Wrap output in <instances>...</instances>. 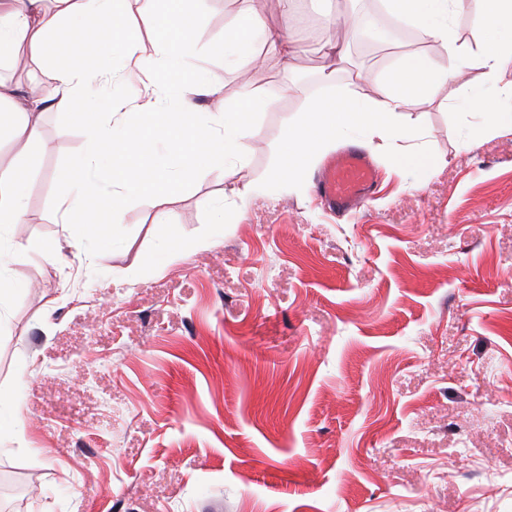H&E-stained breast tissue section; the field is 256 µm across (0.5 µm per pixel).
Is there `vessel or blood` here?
<instances>
[{"instance_id":"b4317fda","label":"vessel or blood","mask_w":512,"mask_h":512,"mask_svg":"<svg viewBox=\"0 0 512 512\" xmlns=\"http://www.w3.org/2000/svg\"><path fill=\"white\" fill-rule=\"evenodd\" d=\"M377 185L376 171L364 152L349 148L327 162L318 190L330 207L349 212L369 199Z\"/></svg>"}]
</instances>
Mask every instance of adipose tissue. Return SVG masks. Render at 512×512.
I'll return each instance as SVG.
<instances>
[{
  "mask_svg": "<svg viewBox=\"0 0 512 512\" xmlns=\"http://www.w3.org/2000/svg\"><path fill=\"white\" fill-rule=\"evenodd\" d=\"M279 24L257 12L244 11L223 41L212 50L225 65L256 59L267 45L291 57L287 36L293 26L291 0H281ZM390 12L440 44L447 58L431 61L420 54L399 55L394 67L376 77L359 70L356 81L378 82L380 98L340 94L315 97L304 118L288 127L275 179H300L337 142L380 145L393 167L428 171L437 162L418 148V131L401 120L415 98L432 97L465 68L480 65L491 83L512 95V0H387ZM469 13L482 39L478 49L460 42L453 29L459 13ZM150 22L137 30L138 17ZM67 36L75 48L95 45L92 67L60 64L47 47ZM198 29L188 0H0V67L29 59L48 70L50 94L0 79V144L18 145L15 161L0 170V228L23 223L30 156L40 138L39 119L46 109L66 114L85 129L83 151L73 155L57 176L60 192L53 203L62 220L85 211L87 199L105 201L113 223H121L133 200L154 199L158 223L168 217L166 203L181 187L215 170L246 160L256 135L255 115L275 110L288 89L264 90L243 83L237 104L210 112L197 97L218 94L219 86L195 63ZM140 71L148 91L135 104L104 100L112 82ZM480 111L482 123L470 140L490 133L512 132V111L472 92L463 102Z\"/></svg>",
  "mask_w": 512,
  "mask_h": 512,
  "instance_id": "adipose-tissue-1",
  "label": "adipose tissue"
}]
</instances>
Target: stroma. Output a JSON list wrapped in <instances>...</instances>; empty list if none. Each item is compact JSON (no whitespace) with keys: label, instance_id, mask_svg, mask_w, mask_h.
I'll list each match as a JSON object with an SVG mask.
<instances>
[{"label":"stroma","instance_id":"stroma-1","mask_svg":"<svg viewBox=\"0 0 512 512\" xmlns=\"http://www.w3.org/2000/svg\"><path fill=\"white\" fill-rule=\"evenodd\" d=\"M297 52L259 48L225 69L210 51L250 0H204L196 64L220 84L288 86L259 114L247 159L184 187L155 222L145 199L92 245L54 250L57 171L83 127L41 116L24 223L0 250L20 294L0 303V512H512V133L468 142L470 90L500 98L483 70L408 107L439 162L378 170L348 214L315 193L317 171L264 190L289 124L310 99L373 95L330 68L329 19L363 0H297ZM259 186L244 209L233 188ZM226 208L224 237L207 216ZM174 254L148 258L160 240Z\"/></svg>","mask_w":512,"mask_h":512}]
</instances>
